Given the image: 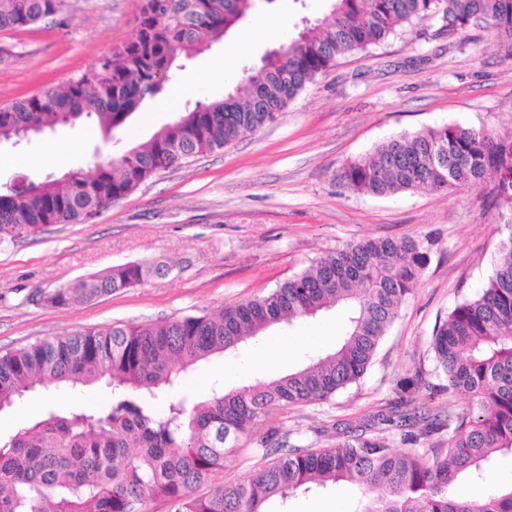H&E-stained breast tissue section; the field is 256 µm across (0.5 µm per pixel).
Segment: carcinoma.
<instances>
[{
    "instance_id": "obj_1",
    "label": "carcinoma",
    "mask_w": 512,
    "mask_h": 512,
    "mask_svg": "<svg viewBox=\"0 0 512 512\" xmlns=\"http://www.w3.org/2000/svg\"><path fill=\"white\" fill-rule=\"evenodd\" d=\"M255 0H138V33L63 90L0 107V144L35 127L53 133L83 117L105 132L163 92L158 76L200 52L247 15ZM65 0H0V31L45 21L65 25ZM333 21L305 26L269 54L224 99L183 113L149 140L99 159L94 173L71 169L35 182L24 176L0 192V243L36 236L53 224H82L153 174L224 146L271 123L338 60L440 17L448 35L495 32L512 56V0H332ZM338 184L394 196L488 188L500 240L491 274L432 336L435 370L446 379L448 416L401 399L388 412L339 432L330 448L289 443L274 429L242 450L239 442L278 410L330 401L370 366L402 302L430 262L431 241L376 238L348 242L269 292L217 315L154 324L80 329L0 354V410L33 387L89 386L112 391L105 408L48 409L28 428L0 438V512H285L292 498L324 495L343 483L359 489L351 512H512V484L479 498L457 491L512 457V135L446 124L401 133L348 162ZM166 264L129 263L59 288L64 307L163 276ZM334 311L341 338L324 355L263 384L214 389L203 401L174 391L216 353H233L269 328L309 323ZM469 396L459 411L454 398ZM444 433L447 447L420 440ZM256 460L246 478L210 486L227 458Z\"/></svg>"
}]
</instances>
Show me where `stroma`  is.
Returning a JSON list of instances; mask_svg holds the SVG:
<instances>
[{"label": "stroma", "mask_w": 512, "mask_h": 512, "mask_svg": "<svg viewBox=\"0 0 512 512\" xmlns=\"http://www.w3.org/2000/svg\"><path fill=\"white\" fill-rule=\"evenodd\" d=\"M67 24L46 21L24 31L0 32V106L62 88L136 33L137 0H68ZM329 0H256L251 15L224 37L185 60L177 79L224 62L230 79L187 88L176 110L156 103L131 114L103 137L91 122L0 145V154L23 157L49 142L80 138L71 167L91 170L97 158L148 140L180 113L224 98L248 68L277 49L279 39L256 37L239 55L232 46L256 18L280 16L296 34L305 20L325 19ZM457 123L512 130V58L496 34L470 29L447 36L440 19H425L366 51L339 60L309 84L277 119L223 149L190 158L151 176L86 224H58L46 234L0 244V353L77 329L112 323H155L213 314L264 294L345 243L379 237L430 238V263L402 303L376 357L356 384L326 403L296 406L269 417L268 429L292 431L298 445L327 448L338 429L357 425L404 396V381L422 374L444 384L430 347L434 328L474 296L492 271L499 237L485 192L462 186L448 193L406 192L378 197L338 187L335 175L350 160L391 135ZM131 262L166 263L171 271L132 288L68 307L37 302V295L70 281ZM336 318L314 328L274 330L287 340L288 359L270 370L251 364L254 344L210 357L184 376L181 392L206 398L265 382L298 367L312 352L336 342ZM243 366L225 378V361ZM111 393L36 389L0 411V436L39 420L48 407L102 408ZM254 436L240 445L252 447ZM356 492L347 485L327 495L300 496L289 512H350Z\"/></svg>", "instance_id": "obj_1"}]
</instances>
